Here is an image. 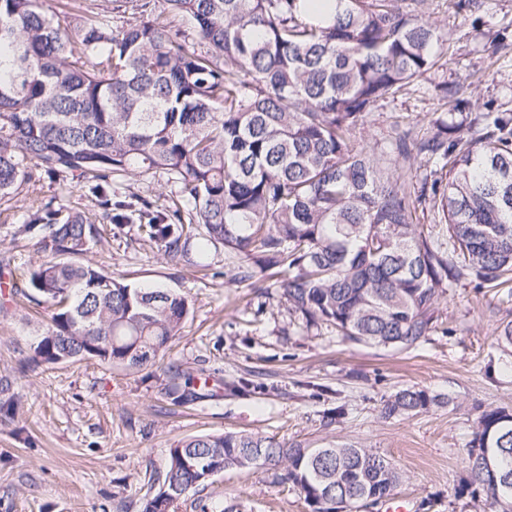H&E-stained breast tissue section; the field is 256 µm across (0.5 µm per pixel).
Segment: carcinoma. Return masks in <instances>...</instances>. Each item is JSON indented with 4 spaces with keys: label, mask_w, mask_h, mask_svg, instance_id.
I'll use <instances>...</instances> for the list:
<instances>
[{
    "label": "carcinoma",
    "mask_w": 512,
    "mask_h": 512,
    "mask_svg": "<svg viewBox=\"0 0 512 512\" xmlns=\"http://www.w3.org/2000/svg\"><path fill=\"white\" fill-rule=\"evenodd\" d=\"M181 22L147 12L120 29L106 15L63 27L42 0H0V198L34 177L89 183L111 224L138 223L176 265L210 247L247 261L238 278L273 269L288 314L345 340L409 351L433 329L438 300L463 281L512 282V113L469 123L444 112L421 139L398 135L393 153L429 168L417 190L390 158L351 135L371 108L417 83L446 38L422 17L425 0H337L321 18L308 0H164ZM33 166H27V162ZM165 173L182 204L153 209L112 198L118 177ZM437 208L447 240L417 224ZM20 232L38 259L15 294L52 307L28 363L97 359L142 367L166 350L190 312L188 297L142 288L85 256L96 219L51 204ZM176 403L200 398L201 378L169 367ZM441 404L423 389L386 399L384 418ZM459 494L484 491L512 512V413L488 408L466 448ZM257 465L290 483L311 512H352L393 492L402 475L371 448H305L253 433L179 440L162 483L148 476L142 512L179 501L226 470Z\"/></svg>",
    "instance_id": "obj_1"
}]
</instances>
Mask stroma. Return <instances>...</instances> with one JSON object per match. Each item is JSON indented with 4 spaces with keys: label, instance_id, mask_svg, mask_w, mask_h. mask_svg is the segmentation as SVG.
<instances>
[{
    "label": "stroma",
    "instance_id": "obj_1",
    "mask_svg": "<svg viewBox=\"0 0 512 512\" xmlns=\"http://www.w3.org/2000/svg\"><path fill=\"white\" fill-rule=\"evenodd\" d=\"M428 0L427 16L447 35L448 63L395 97L378 102L353 136L355 146L385 149L398 129L420 139L449 106L441 81L469 86L462 114L484 107L512 113V0ZM60 21L92 10L121 26L130 0H46ZM119 199L145 198L167 207L178 185L166 174L114 181ZM54 201L68 212H98L88 184L41 176L0 199V379L17 397L13 420L0 422V512H141L145 474L162 475L174 441L240 431L311 448L352 444L386 456L402 473L395 496L411 512H492L489 499L472 505L458 494L468 475L466 448L479 413L512 412V347L498 343L512 321L503 288L462 282L439 302L427 340L411 352L343 341L329 328L305 330L291 319L278 288L239 280V256L211 248L207 267L172 265L126 224L105 231L87 255L138 286L186 295L192 310L154 365L130 368L86 359L21 371L29 345L46 325L43 304L12 298L8 288L37 254L20 235L29 211ZM203 375L212 397L177 404L165 394L168 367ZM257 382L233 391L240 379ZM415 387L448 397L449 405L410 417L383 418L396 391ZM344 406L336 423L327 409ZM310 512L299 491L274 482L264 468L227 471L201 492H188L178 512Z\"/></svg>",
    "mask_w": 512,
    "mask_h": 512
}]
</instances>
